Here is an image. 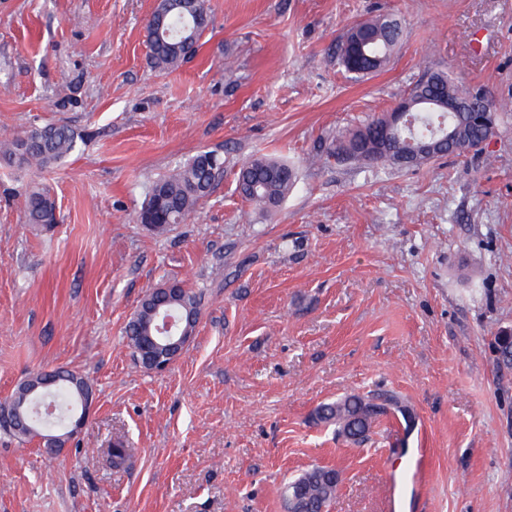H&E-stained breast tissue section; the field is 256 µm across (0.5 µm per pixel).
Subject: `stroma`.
Returning <instances> with one entry per match:
<instances>
[{
  "instance_id": "obj_1",
  "label": "stroma",
  "mask_w": 512,
  "mask_h": 512,
  "mask_svg": "<svg viewBox=\"0 0 512 512\" xmlns=\"http://www.w3.org/2000/svg\"><path fill=\"white\" fill-rule=\"evenodd\" d=\"M155 6L0 0V141L58 121L83 138L47 170L0 164V403L58 367L94 396L59 453L0 431V512H287L285 483L314 465L341 474L328 512H512V364L496 350L512 330V0H209L196 53L166 71L149 59ZM380 14L403 37L349 78L336 47ZM433 64L505 105L483 152L409 169L330 154ZM201 151L224 161L210 194L147 231L152 182ZM259 155L297 170L270 212L236 189ZM35 187L53 230L26 222ZM174 280L201 312L155 372L124 327ZM368 391L406 408L368 442L313 422ZM417 458L419 490L394 499Z\"/></svg>"
}]
</instances>
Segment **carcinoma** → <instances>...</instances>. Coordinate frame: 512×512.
Returning a JSON list of instances; mask_svg holds the SVG:
<instances>
[{
    "mask_svg": "<svg viewBox=\"0 0 512 512\" xmlns=\"http://www.w3.org/2000/svg\"><path fill=\"white\" fill-rule=\"evenodd\" d=\"M206 0H161L146 24L150 46V64L166 70L188 59L206 30ZM403 36L396 18L378 15L358 22L346 33L345 45L363 46L375 61L384 66ZM343 45V46H345ZM343 46L337 48V58L345 71L355 69V62ZM427 79L418 81L408 92L410 125L390 123L392 113L386 112L361 126L336 136L331 151L338 161L367 162L377 167H401L398 156L419 157L416 167L430 158L420 155L423 146L440 143L448 148V129L456 130L460 141L479 139L484 129L470 115V110L450 114L448 98L455 96L459 84L443 69L428 70ZM78 135L64 123L33 126L9 142L0 143V158L20 168H47L62 161L77 149ZM221 157L205 151L191 158L173 174L154 181L140 213L148 216L160 233L182 223L198 202L207 196L219 175ZM295 168L267 156L252 157L239 168L237 188L240 195L261 210L278 207L294 188ZM27 222L50 230L58 224L56 204L39 190L25 197ZM201 295L173 281L154 288L141 299L129 320L125 336L135 360L147 366L148 353L143 344L148 336H159L158 314L168 313L185 335L194 332L200 314ZM52 375L56 384L48 391H31L38 378ZM85 378L63 368L40 371L19 383L9 400L0 404V429L21 440L54 431L66 436V424L81 408L74 380ZM393 397L383 393L350 394L331 403L319 405L314 418L319 423L336 426V432L353 444L365 442L373 424L395 409ZM336 469L313 466L284 487L288 512H323L336 497Z\"/></svg>",
    "mask_w": 512,
    "mask_h": 512,
    "instance_id": "obj_1",
    "label": "carcinoma"
}]
</instances>
